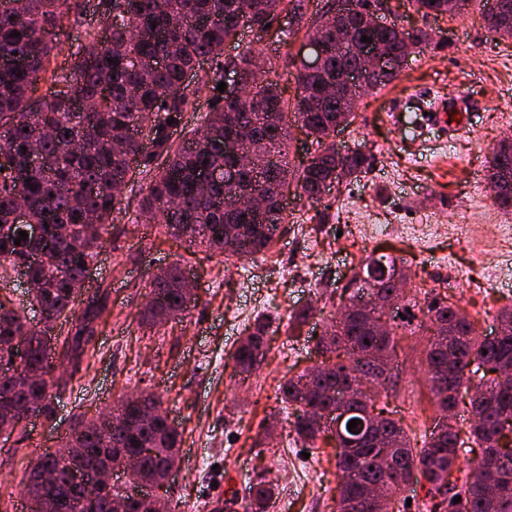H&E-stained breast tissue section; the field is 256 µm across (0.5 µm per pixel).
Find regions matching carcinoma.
Instances as JSON below:
<instances>
[{
	"mask_svg": "<svg viewBox=\"0 0 512 512\" xmlns=\"http://www.w3.org/2000/svg\"><path fill=\"white\" fill-rule=\"evenodd\" d=\"M425 16L454 17L470 0H410ZM0 10V57L13 64L0 65V150L13 158V166L0 171V273L26 268L27 298L13 302L0 298V365L10 364V344L23 338L29 347L26 367L50 374L58 366H79L93 346L96 326L108 316L107 296L97 292L75 313L76 289L85 266L97 260L104 234L121 196L113 188L126 182L130 164L141 167L146 193L135 211L134 222L161 216L157 234L175 238L193 250L204 247L241 260L268 252L281 226L288 223L283 202L293 193L311 203L323 199L334 183L357 178L369 165V155L358 146L340 152L333 136L355 118L358 98L369 90L393 82L398 71L370 74L359 86L347 80L357 67L356 54L336 52L333 34L346 33L353 44L366 36L400 52L406 42L419 47L434 42L427 30L407 32L396 25L372 26L363 10L333 13L318 25H308L305 0H100V36L86 32V44L70 54L58 31L62 21L80 19L84 0H11ZM294 21L282 31L299 33L326 46L321 64L310 67L306 59L293 60L298 94L294 104L282 97L269 71L252 68L250 52L233 60L224 58V45L237 30L252 25L267 27L281 13ZM488 28L503 39H512V0H485ZM19 37H14V34ZM75 57L66 67L58 57ZM209 69L194 82L185 77L201 63ZM250 75L252 92L228 98L217 90L227 67ZM47 93H37L40 83ZM204 90L216 93L215 106L201 127L183 142L171 141L170 129L183 113L195 106ZM293 106L298 126L317 145L314 155L299 166L286 151L289 137L285 115ZM152 150H143L144 138ZM235 140L244 150L261 143L273 146L271 154L257 155L254 170L243 171L236 155L224 152V141ZM38 147L46 164L32 165L28 149ZM509 176L494 194L493 202L512 211V145L500 142L487 169V180ZM257 179L265 209L228 208L226 197L241 183ZM27 206L30 221L44 225L43 240L14 244L24 226L15 223L17 200ZM404 272L399 260L388 254H371L343 286L344 311L330 319L316 342L319 364L280 384L279 398L292 410L296 439L313 445L326 433L336 440V468L345 476L338 484L337 512H364L370 486L390 491L400 480L408 485L420 473L428 484L425 512H512V307L498 313V323L508 334L495 339L476 336L473 321L458 306L443 300L420 302L417 294H405L401 314L387 316L390 326L382 334L374 324L382 316L383 303L393 298L394 275ZM184 270L171 264L150 277L154 301L143 308V319L155 325L183 321L189 310L183 288ZM40 310L46 322L76 317L67 336L46 335L45 327L31 313ZM432 332L426 352L430 389L441 421L417 443L402 425L375 413L374 394L342 389L345 370L365 368L384 385L387 377L379 365L395 354L393 336L398 330ZM270 320L261 314L240 342L231 359L239 374H250L263 360ZM481 373L478 381L467 376L470 366ZM474 389L472 413L478 416L469 436L460 438L456 418L461 389ZM31 406L33 414L50 420L54 415L47 379H18L0 373V424L24 422L16 412ZM352 405L356 420L374 413L378 427L365 432L361 446L348 447L335 430L319 427L308 414L336 411ZM146 408L154 416L133 428L121 423L83 430L76 420L60 448L40 455L23 474L27 500L48 501L52 512H75L86 495L98 492L89 482L69 476L71 450L79 449L81 463L90 475L105 468H119L128 456H139L137 469L128 472V487L159 486L171 459L177 456L181 433L153 394L141 392L123 397L117 410L131 416ZM481 449L475 468L485 479L474 481L471 470L460 464L466 442ZM43 471L53 474L39 481ZM250 508L265 512L276 499V489L260 477L248 487ZM461 497L457 504L455 497Z\"/></svg>",
	"mask_w": 512,
	"mask_h": 512,
	"instance_id": "obj_1",
	"label": "carcinoma"
}]
</instances>
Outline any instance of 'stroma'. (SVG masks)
<instances>
[{
  "label": "stroma",
  "mask_w": 512,
  "mask_h": 512,
  "mask_svg": "<svg viewBox=\"0 0 512 512\" xmlns=\"http://www.w3.org/2000/svg\"><path fill=\"white\" fill-rule=\"evenodd\" d=\"M399 2L387 23L434 31L444 48L416 49L391 84L359 100L355 120L334 140L342 151L363 146L368 169L321 203L288 200V229L269 252L241 261L203 253L183 260L182 247L134 223L142 181H129L88 284L108 289L111 314L97 327L93 356L61 373L53 387L55 421L30 422L20 451L0 445V512L21 502L24 471L55 450L77 416L107 411L140 391L158 396L182 433L180 468L170 484L174 512H249L245 488L259 474L278 484L288 512H336V450L324 442L309 450L296 440L278 386L316 363L323 321L340 304L333 289L372 252L404 258L412 288L446 296L479 336L494 335L498 311L512 304V238L496 236L494 227L512 225V212L494 204L486 165L512 135V40L488 30L481 0L452 18ZM302 43L299 36L273 42L245 29L224 53L254 51L291 100L296 70L283 62L298 56ZM418 91L469 93V128L452 137L430 130L425 144L413 147L410 130L393 126L388 108L395 98L411 102ZM400 224L433 230L410 242L397 232ZM176 262L196 282L194 307L181 322H141L150 274ZM308 303L320 312L293 337L290 314ZM262 313L274 318L266 355L250 375H236L231 354ZM430 338L424 329L397 337L388 382L374 398L376 409L416 438L430 432L436 416L425 367ZM269 422L273 444L263 449L258 439Z\"/></svg>",
  "instance_id": "obj_1"
}]
</instances>
